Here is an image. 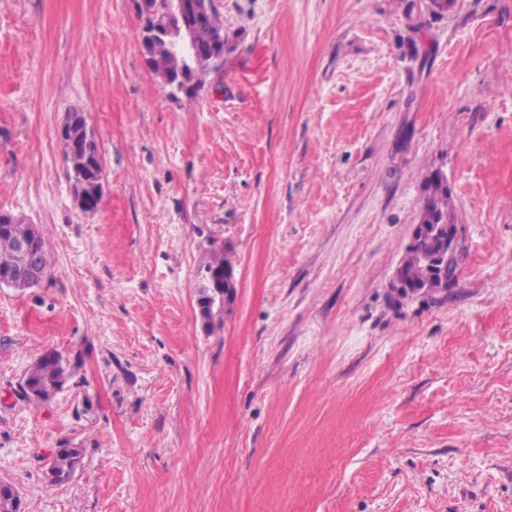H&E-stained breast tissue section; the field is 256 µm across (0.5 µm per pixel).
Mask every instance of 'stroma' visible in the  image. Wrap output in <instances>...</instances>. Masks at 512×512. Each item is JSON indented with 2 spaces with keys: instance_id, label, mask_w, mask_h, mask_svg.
<instances>
[{
  "instance_id": "obj_1",
  "label": "stroma",
  "mask_w": 512,
  "mask_h": 512,
  "mask_svg": "<svg viewBox=\"0 0 512 512\" xmlns=\"http://www.w3.org/2000/svg\"><path fill=\"white\" fill-rule=\"evenodd\" d=\"M217 8L224 68L188 98L136 0H0V211L52 268L0 288V482L23 512H512V0ZM71 111L102 157L92 212ZM435 169L456 283L397 300ZM213 250L235 295L207 329ZM48 352L70 377L22 398ZM69 167L73 183L76 186L79 204L83 210L87 209L88 197L80 186L88 182L97 183L100 191L102 179V158L98 155L84 154L82 156L69 151ZM80 449L77 448H59L53 456L54 466L52 468V457L49 459L48 471L54 478L53 470L56 473V480L62 483L69 479V477L76 470L77 465L80 463Z\"/></svg>"
}]
</instances>
